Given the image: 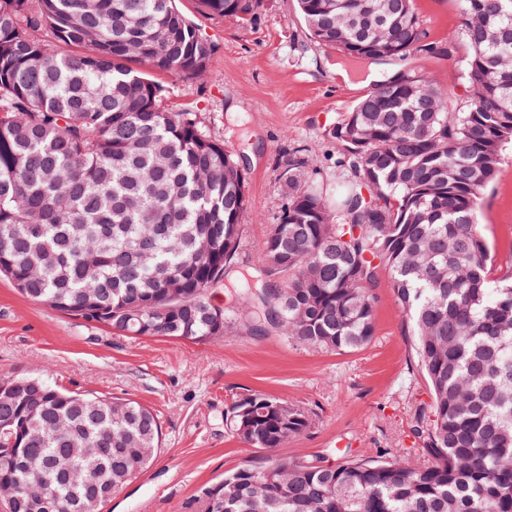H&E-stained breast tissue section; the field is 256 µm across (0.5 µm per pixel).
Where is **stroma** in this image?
Segmentation results:
<instances>
[{
    "label": "stroma",
    "instance_id": "obj_1",
    "mask_svg": "<svg viewBox=\"0 0 512 512\" xmlns=\"http://www.w3.org/2000/svg\"><path fill=\"white\" fill-rule=\"evenodd\" d=\"M177 4L216 46L210 73L191 78L150 69L146 75L167 88L162 109L195 113L205 133L239 161L249 202L238 263L252 266L286 203L276 168L280 152L303 146L324 178H343L329 131L370 88L358 78L361 62L344 61L350 80L336 76L331 65L342 61L340 53L306 38L296 0H264L255 23L206 15L196 0ZM414 8L427 43L452 47V55L418 50L377 67L386 79L412 73L448 89L462 107L470 88L458 64L467 52L461 4L414 0ZM478 222L494 256L490 275L499 277L512 263V146L480 200ZM372 293L375 337L337 353L273 334L250 335L235 324L207 342L125 336L28 300L1 277L0 378L37 377L64 390L150 407L162 427L158 455L100 512H192L204 486L255 456L226 424L232 401L253 392L299 406L311 418L279 456H318L332 464L347 449L364 457L386 449L395 458L410 451L412 409L428 402V389L387 271L378 270Z\"/></svg>",
    "mask_w": 512,
    "mask_h": 512
}]
</instances>
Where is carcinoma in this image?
I'll return each mask as SVG.
<instances>
[{
  "label": "carcinoma",
  "mask_w": 512,
  "mask_h": 512,
  "mask_svg": "<svg viewBox=\"0 0 512 512\" xmlns=\"http://www.w3.org/2000/svg\"><path fill=\"white\" fill-rule=\"evenodd\" d=\"M263 0H198L257 20ZM472 93L462 108L415 75L384 81L330 131L336 204L305 150L286 149L278 223L231 305L210 289L237 265L248 187L238 161L131 62L197 76L215 45L176 0H0V274L26 297L132 336L193 342L275 332L345 352L375 336L369 286L388 271L430 402L412 433L431 462H297L275 450L309 415L255 392L231 432L262 455L201 489L198 512H512V266L489 284L478 201L512 143V0H460ZM310 40L347 58L403 59L425 32L413 0H298ZM49 29L55 42L39 37ZM79 49L60 52L57 45ZM0 402L7 512H100L159 447L161 425L129 399L37 378ZM84 448H102L95 456Z\"/></svg>",
  "instance_id": "1"
}]
</instances>
